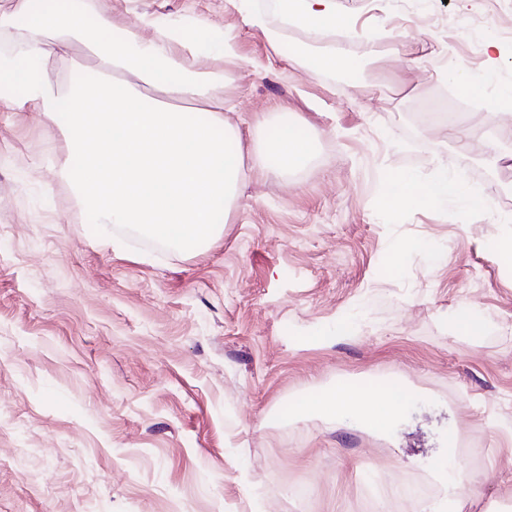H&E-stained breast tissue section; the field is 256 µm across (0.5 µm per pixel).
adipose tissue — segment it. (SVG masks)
Instances as JSON below:
<instances>
[{
    "instance_id": "obj_1",
    "label": "adipose tissue",
    "mask_w": 512,
    "mask_h": 512,
    "mask_svg": "<svg viewBox=\"0 0 512 512\" xmlns=\"http://www.w3.org/2000/svg\"><path fill=\"white\" fill-rule=\"evenodd\" d=\"M285 13L306 28L349 30L353 23L336 9V0H280ZM96 30L89 43L100 71L115 72L112 93L73 98L69 84L45 65L67 53L72 40ZM0 33L14 38L19 53H0V112L32 105L49 118H62L70 132V153L58 169L75 184L91 223L108 228L132 227L146 237L192 254L221 237L224 225L216 212L230 213L243 177L244 162L279 176L302 168L315 150L295 125L262 115L258 128L268 135L250 157H243L240 132L224 117V104L212 90L220 77L186 66L206 26L187 31L177 26L156 30L143 40L139 29L115 26L91 0H62L49 9L44 0H20L0 9ZM506 49L488 42L487 67L479 78L456 82L461 95L491 103V117L512 114V82L497 77ZM206 104L202 117L143 95V88ZM454 205L463 214L479 210L483 201L455 172L440 168L428 184L410 171L390 175L380 205L394 214L408 208ZM404 400L393 383L360 388L339 383L299 401L298 414L320 412L356 415L381 430Z\"/></svg>"
}]
</instances>
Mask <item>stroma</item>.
Instances as JSON below:
<instances>
[{
	"label": "stroma",
	"instance_id": "35a3bbf8",
	"mask_svg": "<svg viewBox=\"0 0 512 512\" xmlns=\"http://www.w3.org/2000/svg\"><path fill=\"white\" fill-rule=\"evenodd\" d=\"M119 27L206 22L234 58L214 90L251 153L264 112L315 151L288 178L245 168L223 235L193 254L89 223L54 167L67 134L42 112H0V512H410L393 489L440 491L448 461L512 512V118L461 98L449 66H486L512 43V0H336L357 37H314L276 0H99ZM283 52H274L269 31ZM347 44L356 73H312ZM468 130L465 145L449 127ZM484 200L388 214L382 183L440 167ZM427 239L396 266V245ZM483 320L460 336L455 315ZM319 341H309V334ZM341 380L397 382L386 433L353 417L297 416Z\"/></svg>",
	"mask_w": 512,
	"mask_h": 512
}]
</instances>
